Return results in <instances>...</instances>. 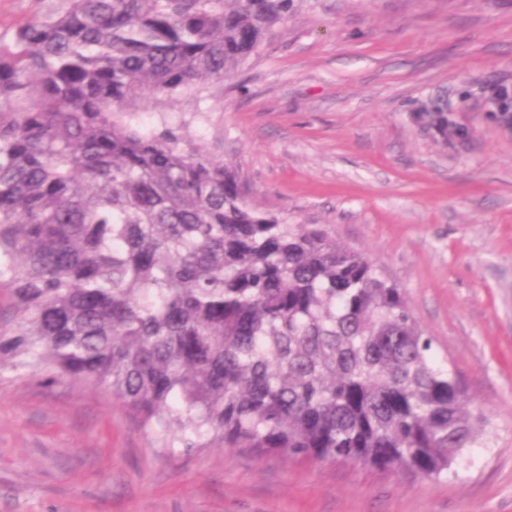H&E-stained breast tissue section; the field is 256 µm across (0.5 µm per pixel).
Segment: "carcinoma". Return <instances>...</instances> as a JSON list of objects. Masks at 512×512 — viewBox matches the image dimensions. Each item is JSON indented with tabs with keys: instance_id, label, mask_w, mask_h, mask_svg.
Segmentation results:
<instances>
[{
	"instance_id": "obj_1",
	"label": "carcinoma",
	"mask_w": 512,
	"mask_h": 512,
	"mask_svg": "<svg viewBox=\"0 0 512 512\" xmlns=\"http://www.w3.org/2000/svg\"><path fill=\"white\" fill-rule=\"evenodd\" d=\"M295 0H47L0 35V369L104 385L163 447L433 479L486 431L401 289L137 118Z\"/></svg>"
}]
</instances>
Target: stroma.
Masks as SVG:
<instances>
[{
	"label": "stroma",
	"mask_w": 512,
	"mask_h": 512,
	"mask_svg": "<svg viewBox=\"0 0 512 512\" xmlns=\"http://www.w3.org/2000/svg\"><path fill=\"white\" fill-rule=\"evenodd\" d=\"M496 85L512 87V0H296L223 86L140 117L404 292L490 421L459 467L173 454L109 390L5 370L0 512H512V128Z\"/></svg>",
	"instance_id": "obj_1"
}]
</instances>
